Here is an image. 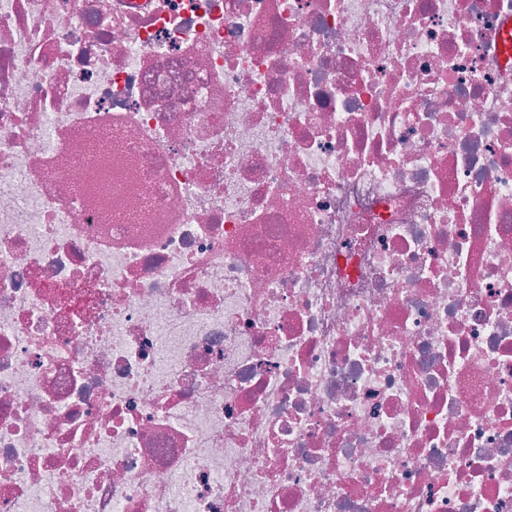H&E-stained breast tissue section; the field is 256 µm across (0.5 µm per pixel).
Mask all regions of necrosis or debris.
<instances>
[{
  "instance_id": "necrosis-or-debris-1",
  "label": "necrosis or debris",
  "mask_w": 512,
  "mask_h": 512,
  "mask_svg": "<svg viewBox=\"0 0 512 512\" xmlns=\"http://www.w3.org/2000/svg\"><path fill=\"white\" fill-rule=\"evenodd\" d=\"M512 0H0V512H512Z\"/></svg>"
}]
</instances>
